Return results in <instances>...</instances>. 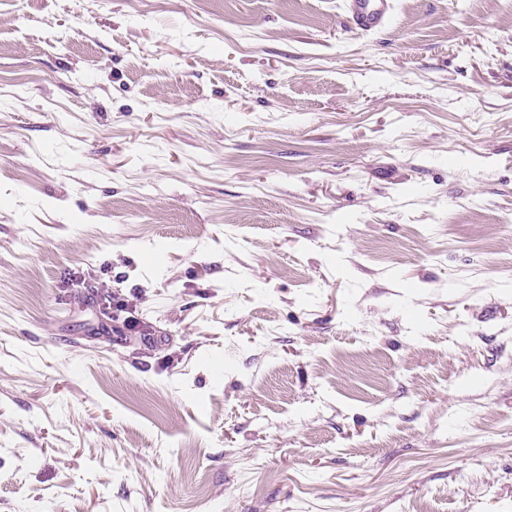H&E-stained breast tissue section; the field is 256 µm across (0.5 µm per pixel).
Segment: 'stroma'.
I'll return each instance as SVG.
<instances>
[{
	"label": "stroma",
	"mask_w": 512,
	"mask_h": 512,
	"mask_svg": "<svg viewBox=\"0 0 512 512\" xmlns=\"http://www.w3.org/2000/svg\"><path fill=\"white\" fill-rule=\"evenodd\" d=\"M344 2L0 0V512H512V0ZM392 9V0H347V12L356 25L366 31L385 27Z\"/></svg>",
	"instance_id": "obj_1"
}]
</instances>
